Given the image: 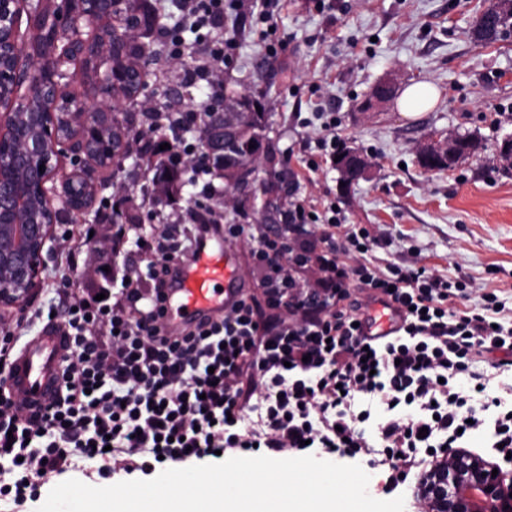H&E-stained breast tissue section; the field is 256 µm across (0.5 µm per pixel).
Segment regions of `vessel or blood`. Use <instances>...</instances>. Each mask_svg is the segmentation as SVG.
<instances>
[{"instance_id": "1", "label": "vessel or blood", "mask_w": 512, "mask_h": 512, "mask_svg": "<svg viewBox=\"0 0 512 512\" xmlns=\"http://www.w3.org/2000/svg\"><path fill=\"white\" fill-rule=\"evenodd\" d=\"M172 278L165 309L167 328L174 334L222 314L243 292L230 248L220 239H204L195 253L175 263ZM400 320L394 311L377 318L368 316L361 320L362 332L367 336H386L396 330ZM66 353L63 328H50L16 357L7 379L9 387L24 390L32 403L50 402L59 386L57 369Z\"/></svg>"}]
</instances>
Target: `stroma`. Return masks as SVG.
<instances>
[{
	"label": "stroma",
	"instance_id": "1",
	"mask_svg": "<svg viewBox=\"0 0 512 512\" xmlns=\"http://www.w3.org/2000/svg\"><path fill=\"white\" fill-rule=\"evenodd\" d=\"M496 0H288L267 34L256 14L258 0H245L246 31L225 76L243 87L269 89V138L277 159L286 162L299 197L336 203L345 227L366 228L374 245L363 259L382 264L423 266L467 284L458 309L477 306L493 291L512 322V169L503 168L496 149L512 138V37L478 41L477 18ZM277 47L269 53L267 44ZM198 60L196 49L172 59L163 44L139 62L147 82L146 99L157 109ZM397 88L434 86L439 97L419 117H403L395 102L364 114L357 105L386 75ZM336 117L341 146L367 154L369 177L343 188L331 156L316 145L322 126ZM433 130L471 135L479 149L452 170L423 171L416 151ZM317 169H309L308 161ZM101 188L91 207L67 215L47 241L40 282L24 313L0 322L1 331L22 325L27 339L42 323L30 322L37 308L59 304L58 287L78 293L88 287L96 238L120 237L113 288L124 276L145 270L151 252L137 240L161 236L165 225L185 224L198 189L185 185L171 202L158 205L157 219L137 227L110 224L118 195L140 196L142 170L125 159L120 174L102 169ZM369 494L379 500L403 495L404 512H417L413 495L417 473L392 486L390 473L369 468Z\"/></svg>",
	"mask_w": 512,
	"mask_h": 512
}]
</instances>
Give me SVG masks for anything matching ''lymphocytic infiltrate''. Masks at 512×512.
<instances>
[{
    "instance_id": "lymphocytic-infiltrate-1",
    "label": "lymphocytic infiltrate",
    "mask_w": 512,
    "mask_h": 512,
    "mask_svg": "<svg viewBox=\"0 0 512 512\" xmlns=\"http://www.w3.org/2000/svg\"><path fill=\"white\" fill-rule=\"evenodd\" d=\"M183 19L205 37L199 79L212 81L225 51L224 0H183ZM338 215L288 199L279 232H257L251 249L259 294L174 336L165 323L171 264L202 237L244 233L213 208L158 240L156 261L118 292L74 295L64 323L68 352L59 389L34 409L13 401L7 376L19 338L0 335V501L23 512L53 476L97 461L99 478L146 472L227 449L282 456L303 441L329 453L377 455L407 475L422 448H449L461 432L489 430L512 453V387L479 402L489 371L512 372V328L495 325L496 293L454 310L466 285L426 268L358 261L373 242L366 229L340 232ZM370 292L402 313L400 333L361 335L347 301ZM505 352L492 370L485 354ZM374 436L364 425L376 407Z\"/></svg>"
}]
</instances>
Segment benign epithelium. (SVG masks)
Returning <instances> with one entry per match:
<instances>
[{"label": "benign epithelium", "instance_id": "obj_1", "mask_svg": "<svg viewBox=\"0 0 512 512\" xmlns=\"http://www.w3.org/2000/svg\"><path fill=\"white\" fill-rule=\"evenodd\" d=\"M22 0H0V55L9 48L13 65L0 67V145L14 144L0 152V308L21 311L38 285L44 266L43 251L54 225L72 210L75 184L96 189L101 164L89 149L97 126L95 112H72L62 93V80L79 60H103L122 53L139 27L132 19L125 30L108 44L102 40L100 24L127 13V0H43L29 13L21 29ZM32 42V54L22 45ZM116 82L112 69L100 70L96 87L104 97L112 96ZM67 116L70 131L58 132L57 117ZM465 141L441 132L428 136L419 150L420 165L429 171L446 157L462 151ZM65 156L75 163L69 173H59ZM370 161L361 153L348 155L340 164L341 181L348 186L365 177ZM60 177L58 208L48 196L46 184ZM281 172L261 184L262 209L274 221L282 204L277 181ZM96 247L98 266L94 276L112 266L109 237ZM498 470L492 475V470ZM417 498L425 512H512V471L464 449L434 462L417 484Z\"/></svg>", "mask_w": 512, "mask_h": 512}]
</instances>
